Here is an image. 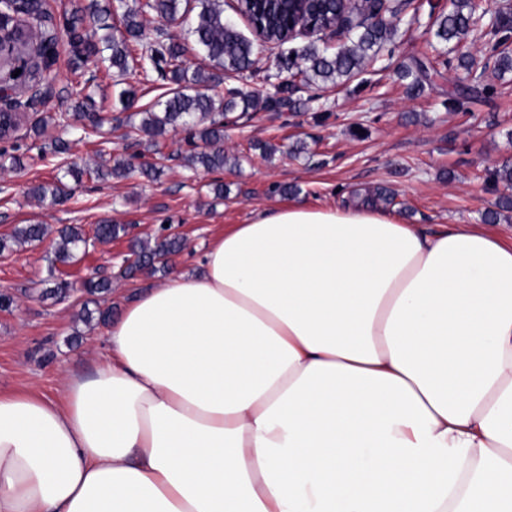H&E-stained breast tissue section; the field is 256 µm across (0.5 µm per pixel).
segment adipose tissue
<instances>
[{"mask_svg": "<svg viewBox=\"0 0 512 512\" xmlns=\"http://www.w3.org/2000/svg\"><path fill=\"white\" fill-rule=\"evenodd\" d=\"M0 394V512H512V245L291 203Z\"/></svg>", "mask_w": 512, "mask_h": 512, "instance_id": "obj_1", "label": "adipose tissue"}]
</instances>
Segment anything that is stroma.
I'll return each mask as SVG.
<instances>
[{"mask_svg":"<svg viewBox=\"0 0 512 512\" xmlns=\"http://www.w3.org/2000/svg\"><path fill=\"white\" fill-rule=\"evenodd\" d=\"M443 0H413L404 11L391 51L340 86L322 89L323 112L258 110L248 116L229 114L224 129V153L230 163L221 175L187 167L193 149L188 134L171 129L158 140L132 133L129 112L151 107L160 95L158 83L135 86L131 110L113 105V79L100 75L103 97L96 110L106 122L100 136L84 138L82 122L48 127L47 138L70 144L64 155L39 158L33 129L45 118L70 111L66 89L84 80L89 71L74 65L67 41L57 46L54 82L29 109L20 128L1 150H17L23 164L0 170V237L15 226L42 223L52 229L43 240L0 253V292L13 295L10 309L0 310V393L55 395L62 372L89 374L105 357L107 327L80 317L86 294L66 299L45 297L46 289L61 281L73 282L99 274L112 279L109 293L99 296L100 307L120 312L123 304L151 283L148 275L124 279L119 275L128 253L126 238L94 243L88 253L69 264H52L55 228L82 225L93 235L101 221L127 225L141 238L159 235L171 224L184 242L175 255L176 267L198 266L209 243L224 228L247 223L255 210L293 202L345 206L356 193L384 186L395 194L388 211L403 222L427 232L454 224L485 225L488 233L512 245V211L485 224L484 214L500 195L487 181L491 171L512 163V72L494 67L465 70L460 55L484 59L481 40L468 39L447 48V63H435L423 92L407 91L396 71L400 66L432 57L433 37L427 31L432 6ZM306 38L267 45L257 53L259 72L250 86L273 92L288 79L279 70L281 57L300 50ZM490 84L493 96L469 103L467 111L449 109L448 100ZM269 145L261 154L260 145ZM142 153L144 161L163 168L158 180L136 174L98 182L70 181L71 197L48 207L30 199L31 186L60 177L63 163L74 160L95 166L121 153ZM224 182L223 199H215L211 184Z\"/></svg>","mask_w":512,"mask_h":512,"instance_id":"obj_1","label":"stroma"}]
</instances>
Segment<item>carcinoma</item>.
<instances>
[{"label": "carcinoma", "instance_id": "carcinoma-1", "mask_svg": "<svg viewBox=\"0 0 512 512\" xmlns=\"http://www.w3.org/2000/svg\"><path fill=\"white\" fill-rule=\"evenodd\" d=\"M411 4V0H359L353 5L331 4L324 14L329 24L343 23L341 34L345 42L336 51L328 52L316 42H308L300 51L302 68L298 70L303 84L309 88H322L330 82L338 85L361 72L367 63L374 60L380 49L391 41L396 33V19ZM19 8L28 15L30 28L41 42L52 47L58 38L57 27L46 25L48 15L39 0H27ZM490 5L486 0H451L448 11L438 13L432 20L433 36L440 47L449 42H460L470 35L483 39L491 56L496 58L500 71L512 70V53L506 45L512 43V18H504L492 26L489 22ZM377 10L383 16L371 22L367 15ZM154 12L170 20L189 18L187 34L191 42H182L164 28L155 29L154 37L144 36L140 17ZM112 17L110 7H102L95 0L75 9L71 18L64 21L69 33L72 53L83 62H99L124 81L126 87L118 92L115 101L124 109L135 99L134 84L148 77L155 70L172 87L168 88L151 109L144 112L140 130L152 137L164 135L168 128L181 127L189 134L194 150L185 160L194 169L208 172L224 170L228 158L224 155V116L237 110L246 114L248 110L261 106L265 109L286 108L293 112L310 109L320 95L312 94L306 101L294 99L295 85L283 82L274 94H265L258 89L243 86L221 88L223 78L213 72L194 68L186 58L190 51L196 52L217 68L238 74L253 72L256 44L237 28L224 20L222 0H145L135 8L121 6L117 23L109 24ZM266 40L271 44H283L287 34L284 27L274 19L264 20ZM400 77L411 79L410 88L422 90L430 81V69L419 60L415 66L400 73ZM70 96L76 99L72 116L86 119L94 128L101 118L93 112L95 101L86 87H74ZM156 178L160 169L139 161L137 155H120L113 158V165L102 163L91 170L98 181L110 178H128L134 173ZM489 182L512 189V165L505 163L491 172ZM39 203L50 205L60 202L65 195V184L58 180L52 184H39L31 189ZM512 210V196L499 197L497 209L485 213L488 223L500 219L501 212ZM49 234L44 224H24L15 228L13 234L0 238V252L9 248V241L25 243L41 240ZM127 234L123 224L105 221L96 227L95 239L108 243ZM87 240L79 224H66L57 229V247L54 261L67 264L86 247ZM182 248L177 236L159 235L154 241L135 237L129 240V251L142 260L141 266H128L120 276L132 278L147 271L149 273L170 270L168 260ZM112 288L108 277H93L84 284L90 296L105 293Z\"/></svg>", "mask_w": 512, "mask_h": 512}]
</instances>
